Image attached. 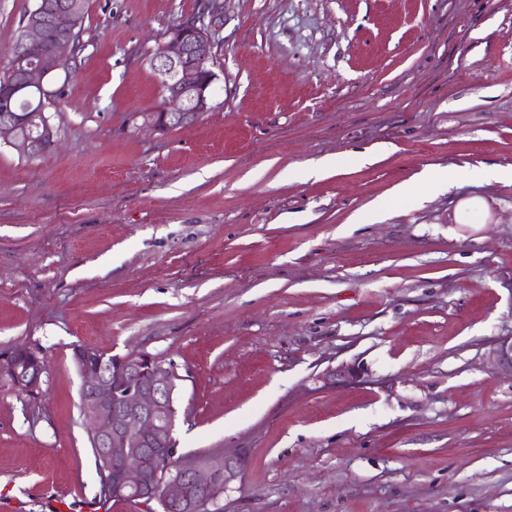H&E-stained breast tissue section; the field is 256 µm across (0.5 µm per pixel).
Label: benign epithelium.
<instances>
[{"label":"benign epithelium","mask_w":512,"mask_h":512,"mask_svg":"<svg viewBox=\"0 0 512 512\" xmlns=\"http://www.w3.org/2000/svg\"><path fill=\"white\" fill-rule=\"evenodd\" d=\"M85 0H36L24 17L9 57L20 60L16 86L42 85L66 67L71 36ZM55 36L47 49L46 34ZM212 31L204 18L194 16L173 26L167 40L146 57L166 84L165 103L156 109L152 126L189 124L211 108V90L219 79ZM49 126L26 113L0 115V140L24 156L36 157L42 144L53 140ZM81 378L80 408L95 438L100 458L110 465L112 488L151 501L153 489H163L168 512H204L212 506L211 489L219 479L229 485L239 476L238 463L228 456H199L178 460L174 471L163 473L159 462L172 451L177 410V376L148 354L112 358L76 348ZM495 368L512 376V336L497 340L492 352ZM46 366L18 358V351L0 353V381L30 398L41 390Z\"/></svg>","instance_id":"1"}]
</instances>
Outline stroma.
I'll list each match as a JSON object with an SVG mask.
<instances>
[{
	"mask_svg": "<svg viewBox=\"0 0 512 512\" xmlns=\"http://www.w3.org/2000/svg\"><path fill=\"white\" fill-rule=\"evenodd\" d=\"M202 5L87 0L55 145L0 147V351L48 362L0 383V512H124L77 345L172 365L178 456L241 461L224 512H512V0H218L212 108L154 129L145 57ZM495 368L512 377V336H504L497 340L492 352ZM19 352L20 350H6L0 353V381L8 383L22 395L37 397L41 390L42 377L46 373V359L40 355L45 365L37 363L31 366L18 358Z\"/></svg>",
	"mask_w": 512,
	"mask_h": 512,
	"instance_id": "stroma-1",
	"label": "stroma"
}]
</instances>
